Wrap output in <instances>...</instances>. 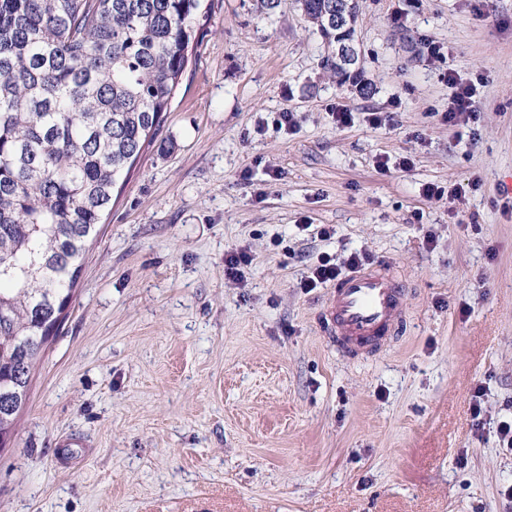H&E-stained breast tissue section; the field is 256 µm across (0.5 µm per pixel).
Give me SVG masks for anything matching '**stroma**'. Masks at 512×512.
I'll use <instances>...</instances> for the list:
<instances>
[{
    "instance_id": "stroma-1",
    "label": "stroma",
    "mask_w": 512,
    "mask_h": 512,
    "mask_svg": "<svg viewBox=\"0 0 512 512\" xmlns=\"http://www.w3.org/2000/svg\"><path fill=\"white\" fill-rule=\"evenodd\" d=\"M359 5L366 97L327 76L295 0H212L0 451V512H512V0ZM451 70L477 122L443 121ZM355 250L407 288L367 358L332 342L326 289L299 286ZM251 263V256L245 248H239L227 253L224 258V272L229 278L243 281L242 268Z\"/></svg>"
}]
</instances>
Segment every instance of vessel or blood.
<instances>
[{
    "instance_id": "b4317fda",
    "label": "vessel or blood",
    "mask_w": 512,
    "mask_h": 512,
    "mask_svg": "<svg viewBox=\"0 0 512 512\" xmlns=\"http://www.w3.org/2000/svg\"><path fill=\"white\" fill-rule=\"evenodd\" d=\"M405 288L383 262L341 275L325 304L330 336L350 354L377 350L401 320Z\"/></svg>"
}]
</instances>
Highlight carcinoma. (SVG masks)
Returning <instances> with one entry per match:
<instances>
[{
	"label": "carcinoma",
	"instance_id": "1",
	"mask_svg": "<svg viewBox=\"0 0 512 512\" xmlns=\"http://www.w3.org/2000/svg\"><path fill=\"white\" fill-rule=\"evenodd\" d=\"M323 40H355L328 0H296ZM202 0H0V424L14 425L41 326L72 300L113 189L156 140ZM346 84L352 65L327 54Z\"/></svg>",
	"mask_w": 512,
	"mask_h": 512
}]
</instances>
